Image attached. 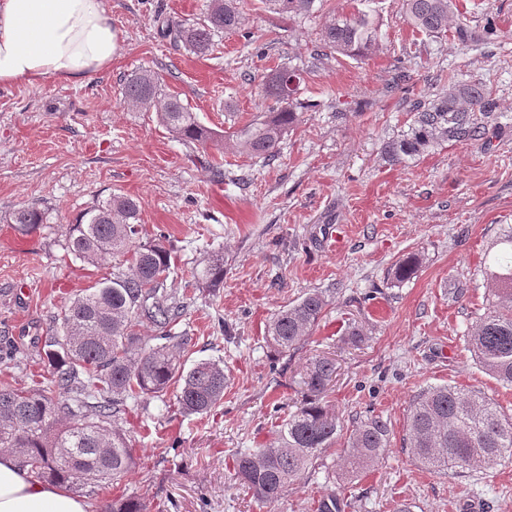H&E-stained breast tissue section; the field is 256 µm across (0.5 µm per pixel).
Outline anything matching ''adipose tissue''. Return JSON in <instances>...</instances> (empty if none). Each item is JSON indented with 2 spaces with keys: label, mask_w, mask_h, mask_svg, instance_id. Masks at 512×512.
<instances>
[{
  "label": "adipose tissue",
  "mask_w": 512,
  "mask_h": 512,
  "mask_svg": "<svg viewBox=\"0 0 512 512\" xmlns=\"http://www.w3.org/2000/svg\"><path fill=\"white\" fill-rule=\"evenodd\" d=\"M118 36L106 0H0V84L78 82L108 69ZM64 489L36 480L0 451V512H88Z\"/></svg>",
  "instance_id": "1"
}]
</instances>
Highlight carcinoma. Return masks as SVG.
<instances>
[{
  "instance_id": "obj_1",
  "label": "carcinoma",
  "mask_w": 512,
  "mask_h": 512,
  "mask_svg": "<svg viewBox=\"0 0 512 512\" xmlns=\"http://www.w3.org/2000/svg\"><path fill=\"white\" fill-rule=\"evenodd\" d=\"M265 8L288 20L310 16L316 0H262ZM345 15H333L321 31L323 48L354 60L377 46L380 26L371 0ZM240 0H210L206 12L192 22L171 21L161 34L197 57L207 56L214 38L241 28ZM411 26L428 35L448 31L453 0H399ZM303 71L286 64L264 77L261 95L274 109L242 128L241 147L271 160L308 104L300 99ZM125 99L135 107L155 109L171 134L188 143L219 146V135L203 126L196 113L165 91L154 72L129 75ZM493 105V92L483 84L457 82L437 99L416 107L408 131L386 143L391 164L422 156L446 142L481 136L476 113ZM21 232L46 222L45 212L23 206L8 217ZM138 201L113 194L86 210L70 225L66 249L96 266L114 259L110 276L72 298L59 329L44 343L42 381L29 388L0 386V450L17 456L22 467L41 482L62 487L84 486L98 495L137 465L127 433L111 427L127 404L148 397L164 399L169 390L181 413L206 417L224 400L228 388L224 363L201 359L190 367L176 349L185 337L173 332L186 309L188 288L167 287L172 255L157 239L136 243L141 232ZM495 251L484 266L492 302L467 331L465 342L478 367L497 382L512 387V225L501 227ZM408 253L388 270L390 284L409 280L420 266ZM201 280L214 287L224 280V255L215 254ZM325 297L306 293L296 304L278 311L267 324V345L279 356L299 350L318 324ZM149 324L157 343L141 334ZM336 361L316 357L306 366L304 399L277 425L275 437L261 448H245L236 458L237 478L261 503H274L288 486L312 472L313 461L331 448L341 425L322 403ZM390 445V429L380 416L366 418L346 441L341 480L350 482L381 457ZM409 454L427 470H480L512 458V420L495 400L480 392H464L444 384L422 391L412 401L406 421ZM103 512H146L135 497L116 496Z\"/></svg>"
}]
</instances>
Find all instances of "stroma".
Wrapping results in <instances>:
<instances>
[{
  "mask_svg": "<svg viewBox=\"0 0 512 512\" xmlns=\"http://www.w3.org/2000/svg\"><path fill=\"white\" fill-rule=\"evenodd\" d=\"M207 4L107 0L119 43L109 69L75 84L0 85V343L20 353L0 361V384H29L65 303L111 272L108 261L74 260L64 244L79 214L121 193L140 202L143 240L168 235L172 287L223 254V284L196 294L176 331L190 339L184 361H223L229 386L209 417L185 418L154 399L119 420L138 465L115 492L147 512H315L331 492L343 512H397L404 502L411 512H512V459L436 474L403 441L412 400L431 386L482 392L512 416V388L482 372L464 342L490 300L486 250L512 224V0H455L466 39L455 28L415 32L397 0H374V53L319 61L326 18L352 12L351 0H324L296 23L244 0L242 27L216 37L202 59L161 36L167 21L200 17ZM284 62L306 68L310 107L269 161L241 152L236 133L268 111L259 83ZM142 68L160 74L222 146L179 140L156 112L129 105L123 81ZM459 81L493 91L495 110L478 116L481 139L389 164L383 147L407 131L414 104ZM24 205L45 211L47 224L27 234L8 224ZM410 252L418 271L390 286L389 268ZM313 290L327 301L318 326L296 353L275 355L268 319ZM350 323L362 343L346 340ZM318 355L338 363L324 402L341 426L381 416L390 445L345 484L336 444L278 502L255 503L235 478L236 453L270 439L302 400L304 369Z\"/></svg>",
  "mask_w": 512,
  "mask_h": 512,
  "instance_id": "obj_1",
  "label": "stroma"
}]
</instances>
